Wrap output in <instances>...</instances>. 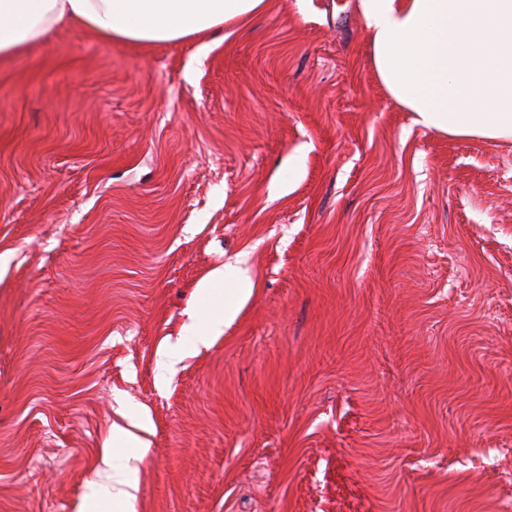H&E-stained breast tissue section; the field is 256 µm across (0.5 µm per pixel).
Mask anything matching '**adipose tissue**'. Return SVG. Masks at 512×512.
Here are the masks:
<instances>
[{
    "mask_svg": "<svg viewBox=\"0 0 512 512\" xmlns=\"http://www.w3.org/2000/svg\"><path fill=\"white\" fill-rule=\"evenodd\" d=\"M265 0H0V60L71 25L116 43L205 37L261 12ZM370 65L415 124L454 138L512 139V0H357ZM224 307L211 310L214 288ZM253 292L246 272H210L184 350L208 345Z\"/></svg>",
    "mask_w": 512,
    "mask_h": 512,
    "instance_id": "adipose-tissue-1",
    "label": "adipose tissue"
}]
</instances>
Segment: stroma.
<instances>
[{"label":"stroma","mask_w":512,"mask_h":512,"mask_svg":"<svg viewBox=\"0 0 512 512\" xmlns=\"http://www.w3.org/2000/svg\"><path fill=\"white\" fill-rule=\"evenodd\" d=\"M411 118L356 0L0 62V512H107L116 423L135 512H512V140ZM226 273L222 269L210 272L200 283L198 294L201 306L191 316L187 326L186 340L182 352L198 349L199 346L208 345L216 334L222 332L237 316L241 307L247 302L253 292V282L245 271H240L233 280L230 288H225ZM224 284V308L213 311L208 307V300L213 288Z\"/></svg>","instance_id":"stroma-1"}]
</instances>
